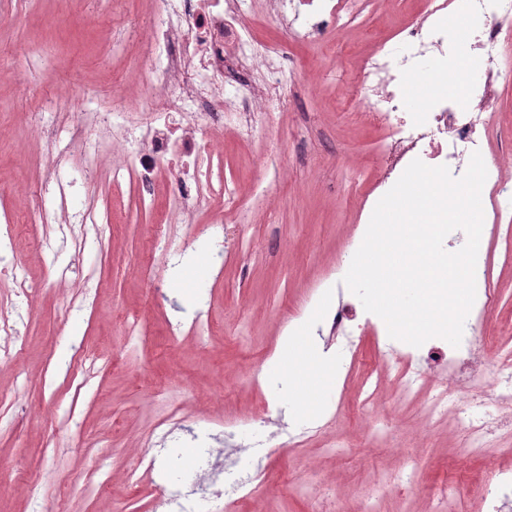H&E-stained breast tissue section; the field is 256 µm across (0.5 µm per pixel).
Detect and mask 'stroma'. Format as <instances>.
Wrapping results in <instances>:
<instances>
[{"mask_svg":"<svg viewBox=\"0 0 512 512\" xmlns=\"http://www.w3.org/2000/svg\"><path fill=\"white\" fill-rule=\"evenodd\" d=\"M124 7L136 32L122 48L104 29L102 0H76L69 11L61 0H0V213L55 207L59 184L70 181L71 207L91 202L112 214L111 223L89 226L77 247L46 237L40 224L9 229L0 222V240H13L0 257V310L22 340L0 357V394L16 405L0 418V512H169L170 498L190 490L204 512H224V471L242 448L264 482L236 512H356L407 453L420 460V487L457 485L463 512H481L470 486L485 459L512 466V435L496 432L485 459L462 460L454 424L420 435L415 404L402 403L393 441H366L356 417L373 364L371 334L361 336L351 372L344 342L331 343L336 375L326 403L308 412L274 405L270 362L281 337L298 323L330 343L318 325L321 296L328 289L334 301L351 297L336 267L351 258L358 198L373 179L365 162L381 134L340 117V77L314 87L308 70L323 57L344 62L362 47L360 35L338 30L323 47L296 48L307 67L303 88L291 109L267 104L274 121L252 142L218 132L224 186L240 197L238 257L218 265L224 237L212 228L215 213L205 210L195 230L164 225L169 251L156 255L155 279L147 282L137 261L168 209L167 186L145 206L125 177L103 172L93 182L79 180L82 160L49 171L43 135L33 131L42 117L43 134L67 143L72 121L53 113L54 90L64 81L77 87L75 111L106 110L119 121L129 106L150 110L148 92L133 101L112 84L121 72L147 82L133 56L151 53L137 36L151 19L148 0H124ZM264 156L285 159L286 174L276 179L260 168ZM481 244L492 262L494 318L512 323V212L484 224ZM18 280L35 288L33 300L17 294ZM198 312L213 334L176 340L172 326ZM130 315L144 335H127ZM82 353L95 368L78 393L67 370ZM255 416L265 426L239 432V423ZM336 438L346 441L345 451L325 455ZM174 450L184 467H172ZM142 459L150 469L139 468ZM104 473L112 480L102 489Z\"/></svg>","mask_w":512,"mask_h":512,"instance_id":"obj_1","label":"stroma"}]
</instances>
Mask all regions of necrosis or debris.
Returning a JSON list of instances; mask_svg holds the SVG:
<instances>
[{"label":"necrosis or debris","instance_id":"necrosis-or-debris-1","mask_svg":"<svg viewBox=\"0 0 512 512\" xmlns=\"http://www.w3.org/2000/svg\"><path fill=\"white\" fill-rule=\"evenodd\" d=\"M155 22L148 40L161 51L149 64L153 108L132 114L124 122L109 121L107 113H83L66 146L47 145L52 165L99 149L123 157L121 175L128 177L140 199L151 198L160 180H167L171 214L190 223L202 204H209L223 222L236 223L235 194L216 190L214 132L226 117H235L238 139H249L258 112L267 102L290 103L288 80L295 62L286 47L259 41L248 22L250 0H152ZM272 18L285 28L290 44L311 45L334 31L359 25L369 0H270ZM453 0H424L414 21L377 43L357 63V80L347 91L345 105L358 121L373 122L382 133L377 153L382 175L371 189L382 195L416 158L427 157L461 177L474 151H485L498 110L496 84L512 82V0H468L477 25L473 42L456 41L448 32ZM473 56L480 77L461 73L471 108L460 109L441 98L424 111L409 113L400 87L414 78L422 62L443 65L448 58ZM492 197L491 223H499L512 208V164L498 160L487 167ZM476 298L464 324L459 347L440 350L433 373L421 370L410 350L377 345L373 379L364 399L380 409L385 393L401 399L422 397L420 422L429 425L454 417L462 433L460 451L481 456L492 432L512 430V350L498 349L499 380L483 386V368L474 339L493 341L489 325L495 307L488 256L478 257ZM482 389L494 410H474L467 399Z\"/></svg>","mask_w":512,"mask_h":512}]
</instances>
